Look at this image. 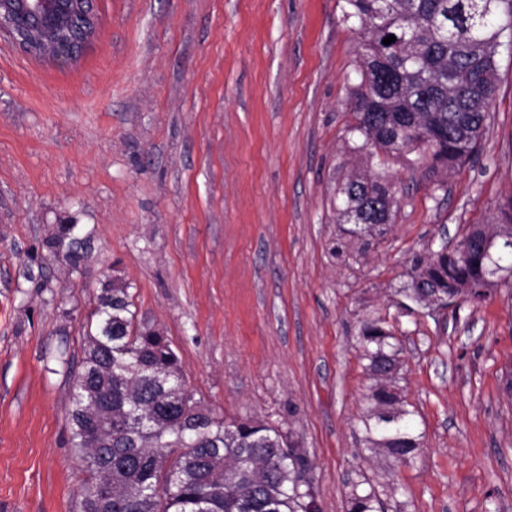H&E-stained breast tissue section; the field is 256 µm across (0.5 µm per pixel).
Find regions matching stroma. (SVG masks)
<instances>
[{
    "label": "stroma",
    "instance_id": "stroma-1",
    "mask_svg": "<svg viewBox=\"0 0 512 512\" xmlns=\"http://www.w3.org/2000/svg\"><path fill=\"white\" fill-rule=\"evenodd\" d=\"M81 60L37 61L0 35V512H79L69 376L105 281L178 352L226 419L292 433L321 512L369 481L385 512H512V283L445 310L408 300L411 270L512 196V56L474 163L389 162L384 236L336 220L362 155L359 36L338 0H95ZM75 221L79 268L46 247ZM401 344L396 384L424 452L399 466L362 442L360 325Z\"/></svg>",
    "mask_w": 512,
    "mask_h": 512
}]
</instances>
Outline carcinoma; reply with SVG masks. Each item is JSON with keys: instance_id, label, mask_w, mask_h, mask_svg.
Wrapping results in <instances>:
<instances>
[{"instance_id": "obj_1", "label": "carcinoma", "mask_w": 512, "mask_h": 512, "mask_svg": "<svg viewBox=\"0 0 512 512\" xmlns=\"http://www.w3.org/2000/svg\"><path fill=\"white\" fill-rule=\"evenodd\" d=\"M342 19L361 33L360 82L351 90L354 123L367 168L338 187L337 220L367 211L374 224L395 215L391 158L454 172L480 149L498 92V59L512 54V0H339ZM395 42L385 45L387 36ZM76 224H62L47 247L73 268L85 249ZM449 299L501 272L512 276V241L475 261L450 251L416 266ZM128 286L107 282L96 295L74 375L68 418L72 447L87 477L81 512H315L317 494L301 475L302 449L280 427L254 419L201 416L187 392L181 361L157 328L136 319ZM381 318L360 327L361 358L371 385L364 396L366 448L410 465L423 435L406 399L381 375L399 361ZM374 490L354 485L348 512H379Z\"/></svg>"}]
</instances>
